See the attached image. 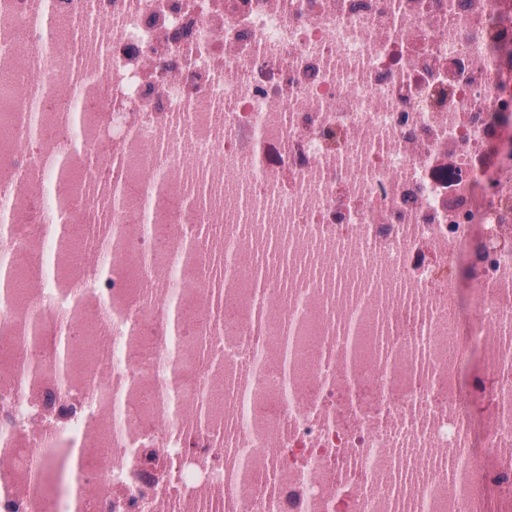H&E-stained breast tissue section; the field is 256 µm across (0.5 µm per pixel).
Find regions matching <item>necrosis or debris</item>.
Here are the masks:
<instances>
[{
	"label": "necrosis or debris",
	"mask_w": 512,
	"mask_h": 512,
	"mask_svg": "<svg viewBox=\"0 0 512 512\" xmlns=\"http://www.w3.org/2000/svg\"><path fill=\"white\" fill-rule=\"evenodd\" d=\"M0 219V512H512V0H0Z\"/></svg>",
	"instance_id": "obj_1"
}]
</instances>
